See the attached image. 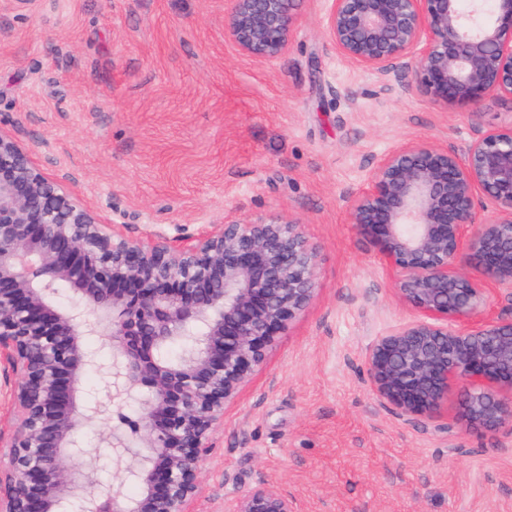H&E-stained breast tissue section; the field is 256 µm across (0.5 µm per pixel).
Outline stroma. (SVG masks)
<instances>
[{"label":"stroma","instance_id":"stroma-1","mask_svg":"<svg viewBox=\"0 0 512 512\" xmlns=\"http://www.w3.org/2000/svg\"><path fill=\"white\" fill-rule=\"evenodd\" d=\"M225 0H0V128L133 241L174 245L231 211L292 215L319 248L317 293L224 411L191 512L277 486L298 512H512V430L466 428L463 391L412 421L376 400L364 355L416 318L351 222L392 147L463 151L512 102L434 103L345 61L329 0H300L285 54L242 56Z\"/></svg>","mask_w":512,"mask_h":512}]
</instances>
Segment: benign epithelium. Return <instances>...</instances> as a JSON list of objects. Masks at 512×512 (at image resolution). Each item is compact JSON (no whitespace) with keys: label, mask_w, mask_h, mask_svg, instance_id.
Returning a JSON list of instances; mask_svg holds the SVG:
<instances>
[{"label":"benign epithelium","mask_w":512,"mask_h":512,"mask_svg":"<svg viewBox=\"0 0 512 512\" xmlns=\"http://www.w3.org/2000/svg\"><path fill=\"white\" fill-rule=\"evenodd\" d=\"M300 0H225L224 36L246 57L282 56ZM325 34L340 56L388 77L406 69L432 100L458 108L512 101V0H331ZM497 206L476 223V201ZM351 220L395 272L419 317L379 337L364 364L378 401L430 417L464 387L471 428L512 427V318L485 316L512 286V126L464 156L426 140L387 152ZM102 223L0 130V361L19 375L20 410L0 466V512H190L224 407L316 292L318 247L282 213L179 234L176 247L132 241ZM63 286L70 303L57 302ZM112 339L101 365L87 338ZM97 368L107 398L87 402ZM135 403L140 413H125ZM103 421L121 476L96 482L82 429ZM139 485L135 498L126 481ZM224 512H297L269 483L224 498Z\"/></svg>","instance_id":"7a95c632"}]
</instances>
